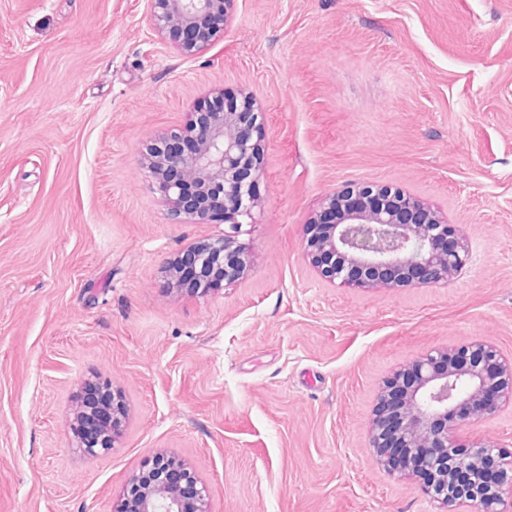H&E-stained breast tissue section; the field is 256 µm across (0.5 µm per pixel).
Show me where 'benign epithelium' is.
I'll list each match as a JSON object with an SVG mask.
<instances>
[{
	"label": "benign epithelium",
	"instance_id": "7a95c632",
	"mask_svg": "<svg viewBox=\"0 0 512 512\" xmlns=\"http://www.w3.org/2000/svg\"><path fill=\"white\" fill-rule=\"evenodd\" d=\"M151 28L193 56L224 35L231 0H147ZM217 109L189 113L183 130L159 135L145 149L143 164L156 180L171 216L224 223V233L188 247L180 256L197 279L224 274V284L240 279L247 254L240 236L254 223L257 182L262 172L259 113L248 102L219 92ZM319 231L304 250L320 278L355 282L364 288L436 285L464 265L466 251L448 238L447 221L434 208L399 188L352 183L326 195L311 221ZM398 381L397 415L376 414L371 446L392 436L402 448L420 449L436 483L422 482L424 495L444 504L467 502L474 512H500L512 489V462L501 447L474 442L461 446L456 430L495 415L503 398L512 399V361L493 347L473 343L449 354L429 351L387 379L380 401ZM94 418L79 447L93 455L112 448L109 419L116 404L95 400L84 407ZM152 471L128 482L118 512H208L207 488L194 474L153 457Z\"/></svg>",
	"mask_w": 512,
	"mask_h": 512
}]
</instances>
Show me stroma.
Listing matches in <instances>:
<instances>
[{"instance_id": "1", "label": "stroma", "mask_w": 512, "mask_h": 512, "mask_svg": "<svg viewBox=\"0 0 512 512\" xmlns=\"http://www.w3.org/2000/svg\"><path fill=\"white\" fill-rule=\"evenodd\" d=\"M225 90L264 113L250 264L177 288L219 224L174 220L141 162ZM397 186L469 252L447 283L331 286L303 251L320 200ZM512 356V0H234L192 57L146 0H0V512H114L159 451L210 512H443L369 445L380 387L436 348ZM111 450L77 446L86 382ZM512 456V404L459 430Z\"/></svg>"}]
</instances>
